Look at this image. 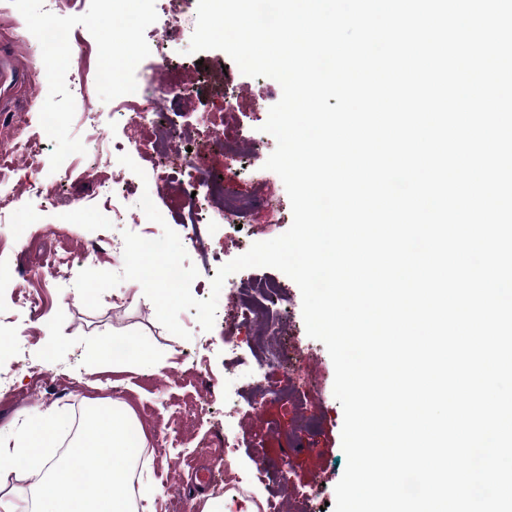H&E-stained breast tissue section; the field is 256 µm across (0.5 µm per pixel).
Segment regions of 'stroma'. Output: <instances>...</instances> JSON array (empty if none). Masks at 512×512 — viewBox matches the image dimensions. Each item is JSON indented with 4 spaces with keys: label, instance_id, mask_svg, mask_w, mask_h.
Instances as JSON below:
<instances>
[{
    "label": "stroma",
    "instance_id": "stroma-1",
    "mask_svg": "<svg viewBox=\"0 0 512 512\" xmlns=\"http://www.w3.org/2000/svg\"><path fill=\"white\" fill-rule=\"evenodd\" d=\"M198 0H156L158 18L145 31L150 54L137 67L136 79L154 75L159 54L172 61L181 82L210 78V85L189 104H169L168 119L183 137L178 153H187L200 119L210 129L222 128L226 101L234 103V131L239 154L224 156L217 150L201 154L205 168L223 171L229 194H257L262 203L242 227L212 220L197 241H184L188 261L200 273L191 284L199 300L211 294L212 271L245 253L253 243L274 239L292 223L291 204L281 178L264 167L277 142L263 132L270 108L282 95L280 84L268 77H250L223 51L188 53L196 26ZM179 38H162L168 25ZM0 47L28 70V86L15 89V103L0 112V154L8 153L17 125L24 124L41 158L29 173V184L54 187L51 195H36L18 188L19 204L0 218V435L17 437L39 422H46L48 439L42 464L21 470H0V489L17 492L19 508L46 478L49 463L62 459L73 439L67 422L92 407L118 403L127 411L143 441L131 472L134 496L152 495L154 512H203L206 501L223 497L224 512H244L246 502L272 499L288 512H333L335 486L341 479L346 456L341 444L343 409L333 395L334 367L326 346L308 336L297 284L281 271L254 267L235 272L224 282L215 324L203 330L195 310L180 313L179 322L191 334L182 339L157 320L153 303L138 282L126 280L102 296L99 309L86 308L75 288L81 270L121 272L124 230L141 234L157 230L144 219L123 227L98 193L99 172L119 168L118 158L131 154L144 171H151L147 155L132 152L127 118L102 102L95 82L75 94L72 133L85 151L70 155L67 177L50 169L55 147L41 127L38 113L48 95L41 46L28 31L11 0H0ZM118 186L122 207L133 211L142 193H152L156 206L173 230H180L176 195L156 183H143L124 171ZM68 252L69 265L30 278L32 269L48 265L53 254ZM246 279L280 282L284 296L274 308L286 324L302 367L289 396L280 391L285 370L257 356L252 340L259 325L234 319L229 293ZM37 305H30V298ZM234 322L236 355L224 352V325ZM133 339L134 352L115 361H93L91 353L113 339ZM251 371L259 388L227 384L229 372ZM235 445L225 456V442ZM247 480L256 462H264L270 475L265 483L245 490H225L223 480L203 483L200 470H213L223 461Z\"/></svg>",
    "mask_w": 512,
    "mask_h": 512
}]
</instances>
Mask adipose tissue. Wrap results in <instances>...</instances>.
Instances as JSON below:
<instances>
[{"instance_id": "ef3b65f1", "label": "adipose tissue", "mask_w": 512, "mask_h": 512, "mask_svg": "<svg viewBox=\"0 0 512 512\" xmlns=\"http://www.w3.org/2000/svg\"><path fill=\"white\" fill-rule=\"evenodd\" d=\"M130 427L116 409L89 415L33 501L48 503L50 512H138L127 487V470L140 449Z\"/></svg>"}]
</instances>
